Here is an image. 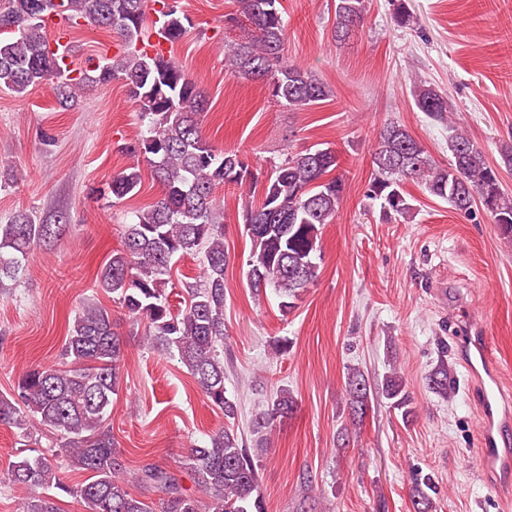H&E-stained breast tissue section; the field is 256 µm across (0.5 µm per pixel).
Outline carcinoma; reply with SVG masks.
<instances>
[{
	"label": "carcinoma",
	"mask_w": 512,
	"mask_h": 512,
	"mask_svg": "<svg viewBox=\"0 0 512 512\" xmlns=\"http://www.w3.org/2000/svg\"><path fill=\"white\" fill-rule=\"evenodd\" d=\"M238 9L225 15L227 27L242 34L228 49L224 65L242 78L263 82L271 97L288 109L301 110L324 100L330 89L308 71L288 64L284 51L287 22L281 0H236ZM157 33L176 43L187 32L177 6L154 0ZM370 0H336L334 36L342 42L356 36L369 11ZM399 26L415 23L406 0H393ZM149 0H0V92L22 94L52 81L64 107L90 83L120 80L139 112L144 132L126 151L150 166L161 185L160 197L134 212L125 224L122 248L112 254L96 279L97 287L112 295L128 315L147 321L144 341L178 355L208 401L235 419L236 402L224 385V203L220 186L261 191V201L248 200L242 217L252 248L245 277L255 294L272 288L279 308L288 312L318 277L321 235L333 223L346 187L339 176L336 153L328 148L288 153L264 172L252 169L237 153L215 149L202 135L198 116L206 99L198 82L172 57L151 54V32L145 26ZM61 14L70 26L88 22L119 35L123 54L107 58L88 71L72 76L69 46L52 41L48 17ZM415 105L430 117L443 120L454 111L448 95L430 84H419ZM451 160L439 166L427 147L397 122L379 132L373 155L374 173L364 191L383 215L406 218L413 212L405 185L413 183L468 216L474 197L502 238L512 241V195L502 187L499 170L486 160L478 143L462 132L448 141ZM142 183L139 164L125 168L107 183L103 194L121 201L136 194ZM51 224H38L19 211L0 224V289L25 275L31 251L56 236ZM202 255V275L185 285L184 308L173 312L167 295L175 258ZM67 369L33 368L24 371L10 397H0V424L24 432L30 422L61 437L51 453L23 455L12 462L8 483L33 491L25 512H58L47 490L54 487L77 500L82 512H266L259 474L252 455L233 425L188 450L183 466L194 475L197 494L183 491L178 474L146 466L134 482L158 496L157 507L130 492L107 420L112 395L118 389L123 339L112 313L88 299L76 314L64 344ZM431 389L453 392L450 370L440 364L428 376ZM352 420L360 422L373 390L366 375L350 369L345 385ZM391 407L411 415L410 396L397 369L382 383ZM297 401L280 389L253 425L262 433L278 419L289 418ZM69 465L91 473V480L75 487L59 472Z\"/></svg>",
	"instance_id": "obj_1"
}]
</instances>
